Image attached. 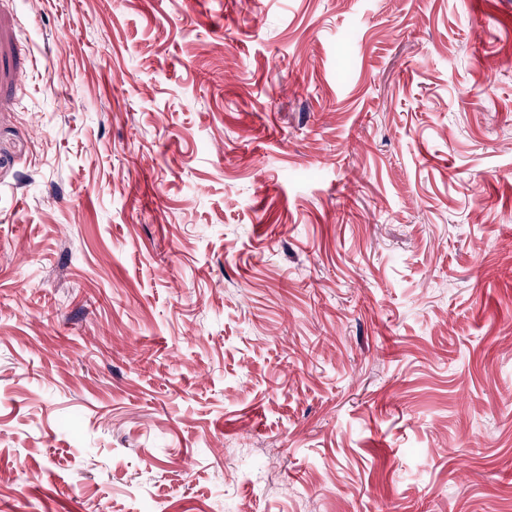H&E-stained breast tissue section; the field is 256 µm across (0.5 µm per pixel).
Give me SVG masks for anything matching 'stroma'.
Listing matches in <instances>:
<instances>
[{
    "mask_svg": "<svg viewBox=\"0 0 512 512\" xmlns=\"http://www.w3.org/2000/svg\"><path fill=\"white\" fill-rule=\"evenodd\" d=\"M0 512H512V0H0Z\"/></svg>",
    "mask_w": 512,
    "mask_h": 512,
    "instance_id": "35a3bbf8",
    "label": "stroma"
}]
</instances>
